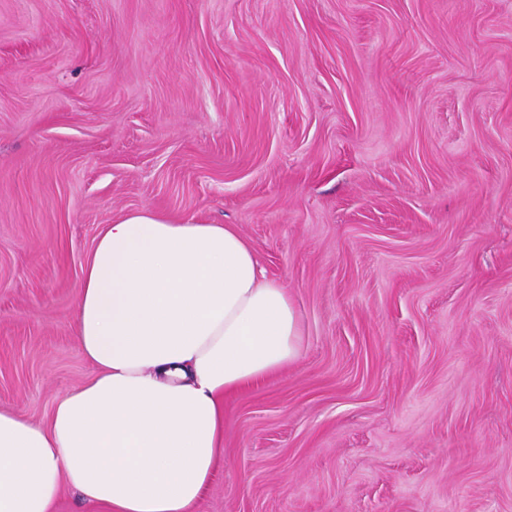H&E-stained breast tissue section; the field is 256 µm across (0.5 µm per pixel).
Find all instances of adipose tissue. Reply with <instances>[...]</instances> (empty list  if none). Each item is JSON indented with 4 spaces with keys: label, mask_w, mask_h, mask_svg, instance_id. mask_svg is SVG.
<instances>
[{
    "label": "adipose tissue",
    "mask_w": 512,
    "mask_h": 512,
    "mask_svg": "<svg viewBox=\"0 0 512 512\" xmlns=\"http://www.w3.org/2000/svg\"><path fill=\"white\" fill-rule=\"evenodd\" d=\"M74 336L91 378L48 424L0 409V512L63 486L108 512H194L224 456V400L300 350L287 286L232 224L143 208L88 253Z\"/></svg>",
    "instance_id": "adipose-tissue-1"
}]
</instances>
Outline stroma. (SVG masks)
<instances>
[{"mask_svg":"<svg viewBox=\"0 0 512 512\" xmlns=\"http://www.w3.org/2000/svg\"><path fill=\"white\" fill-rule=\"evenodd\" d=\"M234 224L301 316L196 512H512V0H0V408L105 224Z\"/></svg>","mask_w":512,"mask_h":512,"instance_id":"obj_1","label":"stroma"}]
</instances>
